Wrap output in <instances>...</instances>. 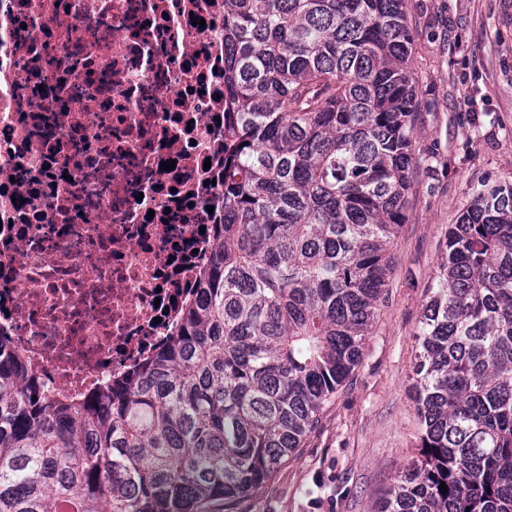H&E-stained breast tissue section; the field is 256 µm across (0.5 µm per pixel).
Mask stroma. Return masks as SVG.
I'll return each mask as SVG.
<instances>
[{
    "instance_id": "obj_1",
    "label": "stroma",
    "mask_w": 512,
    "mask_h": 512,
    "mask_svg": "<svg viewBox=\"0 0 512 512\" xmlns=\"http://www.w3.org/2000/svg\"><path fill=\"white\" fill-rule=\"evenodd\" d=\"M419 164L390 287L355 372L300 448L237 512H374L418 454L416 336L448 227L512 185V0H407Z\"/></svg>"
}]
</instances>
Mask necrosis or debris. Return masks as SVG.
<instances>
[{"mask_svg":"<svg viewBox=\"0 0 512 512\" xmlns=\"http://www.w3.org/2000/svg\"><path fill=\"white\" fill-rule=\"evenodd\" d=\"M223 65L224 0H0V335L47 389L176 335L224 217Z\"/></svg>","mask_w":512,"mask_h":512,"instance_id":"necrosis-or-debris-1","label":"necrosis or debris"}]
</instances>
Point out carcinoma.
Masks as SVG:
<instances>
[{
  "instance_id": "1",
  "label": "carcinoma",
  "mask_w": 512,
  "mask_h": 512,
  "mask_svg": "<svg viewBox=\"0 0 512 512\" xmlns=\"http://www.w3.org/2000/svg\"><path fill=\"white\" fill-rule=\"evenodd\" d=\"M406 0H224V221L184 325L59 399L0 340V512H234L358 366L416 165ZM375 512H512V187L448 230ZM447 486L439 490L440 483Z\"/></svg>"
}]
</instances>
